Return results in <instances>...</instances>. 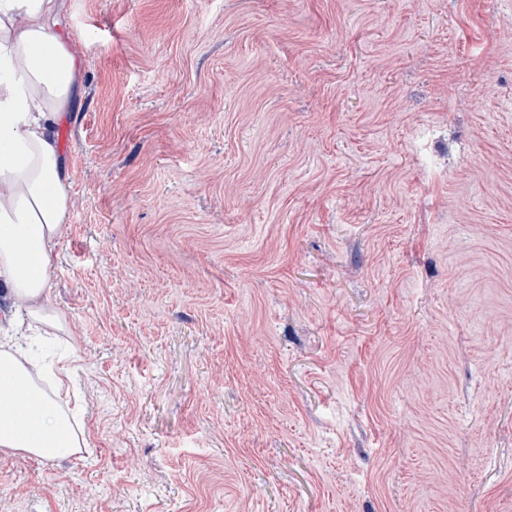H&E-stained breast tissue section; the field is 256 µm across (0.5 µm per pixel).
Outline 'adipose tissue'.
Returning a JSON list of instances; mask_svg holds the SVG:
<instances>
[{"mask_svg":"<svg viewBox=\"0 0 512 512\" xmlns=\"http://www.w3.org/2000/svg\"><path fill=\"white\" fill-rule=\"evenodd\" d=\"M61 10L60 0H0V454L44 462L87 446L71 407L78 356L57 361L47 389L29 369L37 335L65 329L47 306L71 205L57 128L82 84Z\"/></svg>","mask_w":512,"mask_h":512,"instance_id":"1","label":"adipose tissue"}]
</instances>
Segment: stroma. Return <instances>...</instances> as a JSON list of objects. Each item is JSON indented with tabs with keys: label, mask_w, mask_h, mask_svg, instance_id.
Wrapping results in <instances>:
<instances>
[{
	"label": "stroma",
	"mask_w": 512,
	"mask_h": 512,
	"mask_svg": "<svg viewBox=\"0 0 512 512\" xmlns=\"http://www.w3.org/2000/svg\"><path fill=\"white\" fill-rule=\"evenodd\" d=\"M49 308L89 451L0 512H512V0H64Z\"/></svg>",
	"instance_id": "obj_1"
}]
</instances>
